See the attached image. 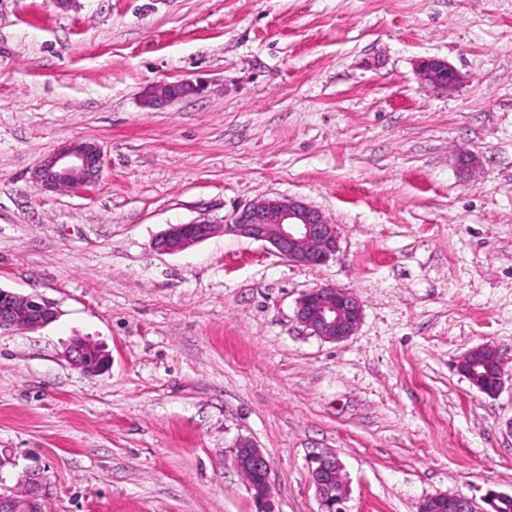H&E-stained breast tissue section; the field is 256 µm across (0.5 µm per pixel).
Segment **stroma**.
Returning a JSON list of instances; mask_svg holds the SVG:
<instances>
[{
    "label": "stroma",
    "instance_id": "stroma-1",
    "mask_svg": "<svg viewBox=\"0 0 512 512\" xmlns=\"http://www.w3.org/2000/svg\"><path fill=\"white\" fill-rule=\"evenodd\" d=\"M425 58L460 84H421ZM80 140L96 182L35 188ZM264 197L320 209L336 256L153 248ZM324 284L363 305L340 343L296 318ZM0 288L58 310L0 330V492L42 473L46 512H255L243 442L274 512H320L325 451L347 512L512 493V0H0ZM77 337L109 367L71 366ZM482 345L492 396L458 369ZM197 91V86L185 80L161 82L153 86L146 98L148 106H157L167 102L186 98ZM235 462L248 481L257 512H273L270 507L271 463L260 448L241 443L236 448ZM310 478L320 501L321 512H346L347 486L343 464L336 454L325 452L310 461Z\"/></svg>",
    "mask_w": 512,
    "mask_h": 512
}]
</instances>
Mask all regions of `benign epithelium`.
<instances>
[{
    "instance_id": "obj_1",
    "label": "benign epithelium",
    "mask_w": 512,
    "mask_h": 512,
    "mask_svg": "<svg viewBox=\"0 0 512 512\" xmlns=\"http://www.w3.org/2000/svg\"><path fill=\"white\" fill-rule=\"evenodd\" d=\"M420 80L437 92H446L461 81L448 62L423 59L417 65ZM197 86L185 80L161 82L153 86L146 104L153 107L186 98ZM103 168L100 146L89 140L63 145L45 156L34 173V185L44 191L82 189L98 178ZM224 232L269 244L281 258L298 265L319 266L336 255L334 225L321 210L297 198H264L237 209L224 222L171 224L154 242L162 254H177L190 246ZM57 311L52 303L0 288V329L32 328L50 323ZM363 316L362 304L349 290L320 285L306 291L297 303L296 317L310 334L325 342L339 343L356 332ZM70 363L85 372H98L109 364L108 355L98 346L74 340L68 351ZM235 462L248 481L256 512H273L270 507L271 463L261 449L248 443L236 448ZM310 478L320 501L321 512H346L347 486L343 464L336 454L325 452L310 461ZM41 482L29 478L25 495L0 493V512H45L40 498ZM507 494L493 492L478 505L464 495H439L438 503L448 512H493L495 501Z\"/></svg>"
}]
</instances>
